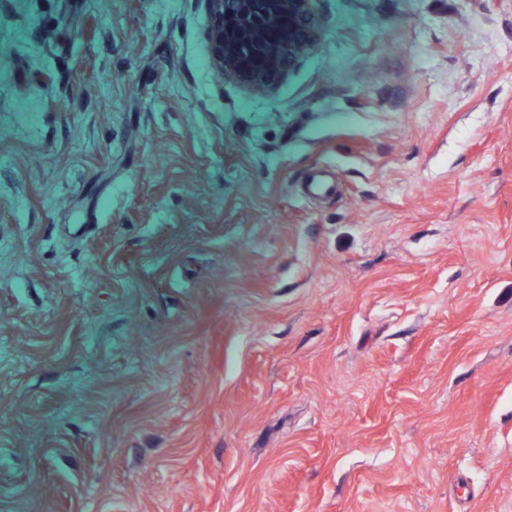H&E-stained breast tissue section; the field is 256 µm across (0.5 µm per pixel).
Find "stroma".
Masks as SVG:
<instances>
[{"instance_id": "stroma-1", "label": "stroma", "mask_w": 512, "mask_h": 512, "mask_svg": "<svg viewBox=\"0 0 512 512\" xmlns=\"http://www.w3.org/2000/svg\"><path fill=\"white\" fill-rule=\"evenodd\" d=\"M315 11L0 0V512H512V0ZM263 1L269 8H278L282 1L287 2L285 12L272 13L264 20L248 28L229 29L242 21L243 0H202L211 17L208 41L211 59L220 78L240 80L253 90L266 92L274 88L288 70L314 46L316 26L315 0H254ZM226 39H225V31ZM288 37L271 43L265 61L253 66L240 55L234 45H238L251 62L261 61L259 48L270 36ZM228 42H227V41Z\"/></svg>"}]
</instances>
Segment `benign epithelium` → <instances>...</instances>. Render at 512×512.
<instances>
[{
	"mask_svg": "<svg viewBox=\"0 0 512 512\" xmlns=\"http://www.w3.org/2000/svg\"><path fill=\"white\" fill-rule=\"evenodd\" d=\"M283 1L288 6V37L272 42L265 61L253 66L225 39L227 29L244 21L243 0H201L212 21L208 41L211 59L220 78L240 80L255 91L266 92L282 80L286 67L293 66L313 48L315 0H263L273 9Z\"/></svg>",
	"mask_w": 512,
	"mask_h": 512,
	"instance_id": "obj_1",
	"label": "benign epithelium"
}]
</instances>
